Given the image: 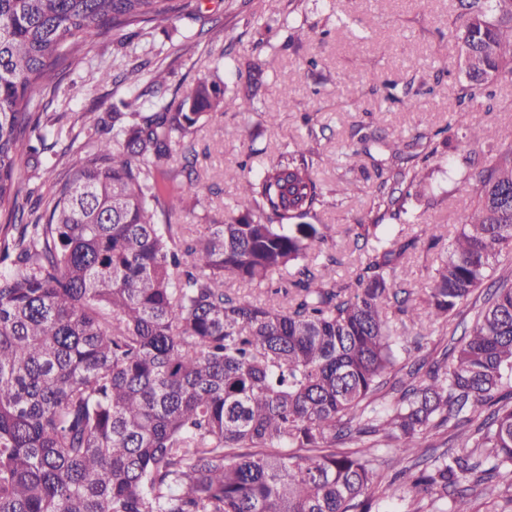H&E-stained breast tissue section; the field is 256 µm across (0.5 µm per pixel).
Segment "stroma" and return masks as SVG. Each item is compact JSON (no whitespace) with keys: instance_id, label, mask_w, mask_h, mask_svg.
Returning a JSON list of instances; mask_svg holds the SVG:
<instances>
[{"instance_id":"obj_1","label":"stroma","mask_w":512,"mask_h":512,"mask_svg":"<svg viewBox=\"0 0 512 512\" xmlns=\"http://www.w3.org/2000/svg\"><path fill=\"white\" fill-rule=\"evenodd\" d=\"M461 12L459 0H191L189 13L174 25L111 30L93 44L90 60L72 59L49 91L59 126L111 120L110 106L141 96L153 69L166 72L167 97H181L199 78L220 73L228 95L254 92V108L215 113L195 135L197 175L218 185L219 194L204 205L171 216L174 224L200 231L210 217L229 214L237 183L230 174L239 165L275 160L285 147L302 143L307 126L320 132V156L343 155L356 129L382 139L433 135L436 154L425 164L427 176L410 207L414 223L403 238L416 239L398 271L424 302L439 256L459 231L465 196L457 191L448 168L462 156L482 165L512 144V81L492 87L490 107L458 104L459 71L448 64L446 25ZM314 26L311 37L292 43L293 27ZM365 40L351 51L355 33ZM121 58L142 65L138 81L114 86L93 76L91 65L107 66ZM316 68H308L309 59ZM395 86L403 100H385L383 85ZM292 104L281 111L282 94ZM490 128L491 141H468L466 128ZM447 137H440V130ZM327 196L317 223L333 225L336 250L345 263L358 256L357 221L363 217L377 183L369 159L356 166L317 165ZM412 348L398 354L399 364L420 357L438 358L450 335L429 324L403 329Z\"/></svg>"}]
</instances>
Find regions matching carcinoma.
<instances>
[{"label":"carcinoma","mask_w":512,"mask_h":512,"mask_svg":"<svg viewBox=\"0 0 512 512\" xmlns=\"http://www.w3.org/2000/svg\"><path fill=\"white\" fill-rule=\"evenodd\" d=\"M448 23L458 100L480 105L512 81V0H460ZM189 0H0V512H379L399 487L381 482L373 448L417 493L410 512H512V283L490 292L470 330L429 367L390 379L402 339L388 309L446 325L512 257V146L477 171L464 157L460 231L434 269L426 305L394 276L416 240L407 222L428 156L424 134L373 158L360 138L345 157L373 159L379 179L360 221L362 257L347 281L327 224L313 148L286 149L237 180L234 215L189 241L171 214L180 153L226 100L201 79L179 101L151 77L133 102L83 127L79 165L48 199L19 180L28 157L54 148L45 89L102 31L173 24ZM98 70L135 81L139 69ZM288 297L248 302L224 280ZM398 394L372 407L385 387Z\"/></svg>","instance_id":"obj_1"}]
</instances>
